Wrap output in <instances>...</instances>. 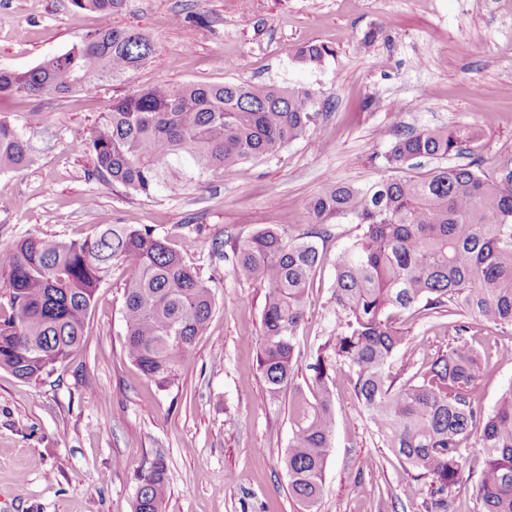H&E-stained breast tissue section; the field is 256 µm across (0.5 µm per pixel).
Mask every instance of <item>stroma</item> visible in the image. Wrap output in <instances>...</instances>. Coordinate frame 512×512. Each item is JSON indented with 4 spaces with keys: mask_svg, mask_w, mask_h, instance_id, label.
<instances>
[{
    "mask_svg": "<svg viewBox=\"0 0 512 512\" xmlns=\"http://www.w3.org/2000/svg\"><path fill=\"white\" fill-rule=\"evenodd\" d=\"M200 12L202 25L174 14ZM100 23L71 0H0V67L26 69L68 49ZM112 24L148 35L156 52L130 82H104L63 98L0 97L34 162L9 173L0 198V248L29 234L63 241L102 224L152 226L215 298L206 334L175 382L159 389L129 360L122 315L125 272L114 267L89 314L82 347L32 381L0 369V512H134L137 475L165 456V512H299L284 455L287 402L268 404L257 366L266 290L238 276L236 245L263 228L310 229L308 204L326 183L386 178L371 163L403 131L467 127L459 163L478 161L495 179L512 159V0H125ZM377 28L371 46L362 34ZM325 45L321 65L299 63L300 44ZM275 83L312 89L311 132L276 156L242 162L181 195L144 198L91 178L90 154L73 150L112 98L130 86ZM398 101L400 111L384 109ZM296 332L297 383L335 326L337 252L360 229L334 224ZM413 342L392 373L420 368L455 336L447 313L403 317ZM486 366L479 404L491 411L512 386V327L469 318ZM336 422L319 512H403L428 486L411 482L383 442L348 379L333 388Z\"/></svg>",
    "mask_w": 512,
    "mask_h": 512,
    "instance_id": "obj_1",
    "label": "stroma"
}]
</instances>
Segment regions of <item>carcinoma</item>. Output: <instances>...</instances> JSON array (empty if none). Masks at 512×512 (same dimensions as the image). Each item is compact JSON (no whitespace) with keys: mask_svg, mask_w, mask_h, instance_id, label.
<instances>
[{"mask_svg":"<svg viewBox=\"0 0 512 512\" xmlns=\"http://www.w3.org/2000/svg\"><path fill=\"white\" fill-rule=\"evenodd\" d=\"M123 0H72L102 23L66 52L34 67H0V96L62 98L101 82H123L155 52L152 40L112 26ZM329 50L303 44L296 60L318 65ZM315 92L246 81L138 86L112 100L88 138L74 148L93 157L90 175L151 197L177 194L224 167L277 155L316 123ZM388 150L375 157L394 175L365 184L328 183L308 213L314 230H261L234 251L235 271L266 288L257 356L269 403L289 395L291 435L284 457L291 497L318 512L332 447L338 366L384 447L429 497L407 498L409 512H451L466 443L478 436L484 466L471 488L477 512H512V387L493 410L479 406L485 365L466 336L464 318L512 326V162L494 180L479 164L438 166L421 176L398 172L414 159L446 160L464 152L468 132L383 127ZM32 162L24 130L0 116V172ZM350 220L362 234L336 254L334 335L317 350L309 392L294 384V334L321 260L328 226ZM126 272L125 350L147 377L165 386L205 334L212 289L148 225L104 224L82 241L30 235L0 250V369L21 380L51 374L77 351L100 284L112 266ZM420 307L448 309L457 336L422 369L403 379L390 361L412 338L401 318ZM163 456L138 475L135 512H164Z\"/></svg>","mask_w":512,"mask_h":512,"instance_id":"1","label":"carcinoma"}]
</instances>
